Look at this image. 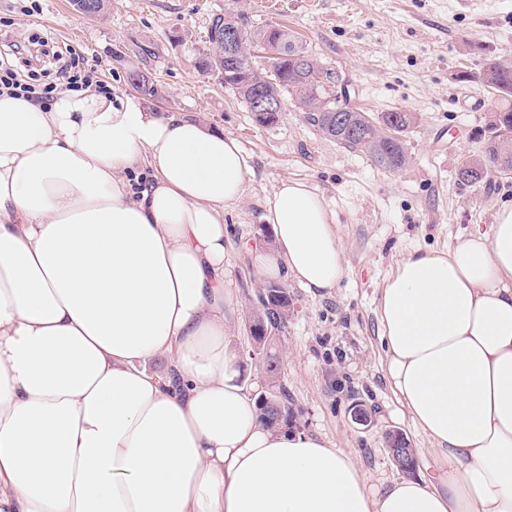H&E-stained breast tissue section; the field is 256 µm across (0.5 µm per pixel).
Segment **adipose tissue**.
I'll use <instances>...</instances> for the list:
<instances>
[{
    "label": "adipose tissue",
    "instance_id": "1",
    "mask_svg": "<svg viewBox=\"0 0 512 512\" xmlns=\"http://www.w3.org/2000/svg\"><path fill=\"white\" fill-rule=\"evenodd\" d=\"M248 175L233 136L133 96L0 93V512H512V204L380 292L384 371L439 473L375 491L350 452L263 426L240 380L224 215ZM263 219L261 278L337 288L319 194L283 180Z\"/></svg>",
    "mask_w": 512,
    "mask_h": 512
}]
</instances>
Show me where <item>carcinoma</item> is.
<instances>
[{
  "label": "carcinoma",
  "mask_w": 512,
  "mask_h": 512,
  "mask_svg": "<svg viewBox=\"0 0 512 512\" xmlns=\"http://www.w3.org/2000/svg\"><path fill=\"white\" fill-rule=\"evenodd\" d=\"M223 27H235L240 33L243 58L251 61L250 48L264 43L272 54L267 56L269 67L243 69L240 63H230L224 56L208 51L199 54V71L217 75L224 86L234 90L246 104L260 82L265 91L279 96L289 95L298 109L309 114V118L326 138L350 149L359 151L370 158L378 167L395 171L408 161L405 140L407 131L415 124L411 112L396 110L374 116L354 107L341 113L343 121L336 120V110L349 101L336 96L337 69L327 66L310 56L307 48L290 32L275 28H253L244 23L242 13H226L211 20L207 35L213 42L217 23ZM309 57V63L301 65L297 56ZM483 80L493 93L503 100L512 99V68L488 64L482 72ZM512 174V107L494 113L493 119L480 141L478 149L465 158L457 172L458 179L470 186L483 187L492 183V174ZM260 304L254 322L266 324L274 330L269 338L256 337L262 347H268L286 328L291 298L288 289L276 282L262 288L261 295L255 296ZM276 405L269 406L260 399L257 404L259 420L271 428L290 427L299 410L290 401L288 390L279 388L273 394Z\"/></svg>",
  "instance_id": "carcinoma-1"
}]
</instances>
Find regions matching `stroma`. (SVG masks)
<instances>
[{
	"mask_svg": "<svg viewBox=\"0 0 512 512\" xmlns=\"http://www.w3.org/2000/svg\"><path fill=\"white\" fill-rule=\"evenodd\" d=\"M237 11L255 27H287L345 76L352 106L414 113L407 164L376 167L325 138L290 101L275 124L259 125L233 90L198 72L209 20ZM1 34L76 49L116 93L133 94L129 70L150 73L157 92L144 96L149 108L236 137L251 172L243 201L224 215V284L235 297L232 342L243 381L255 395L286 387L301 410V431L350 451L374 490L401 475L386 447L390 431L407 437L419 468L436 467L383 369L377 301L408 253L445 251L474 231L489 232L497 206L512 203V177L494 178L488 190L457 177L502 105L476 75L487 60L512 59V0H480L470 10L458 0H112L96 21L76 15L69 0H0ZM464 70L472 80H460ZM284 179L305 182L334 212L347 274L317 294L284 279L293 305L267 348L280 361L273 378L252 354L245 316L260 284L253 253L273 248L264 205ZM357 402L370 412L369 425L352 422Z\"/></svg>",
	"mask_w": 512,
	"mask_h": 512,
	"instance_id": "35a3bbf8",
	"label": "stroma"
}]
</instances>
